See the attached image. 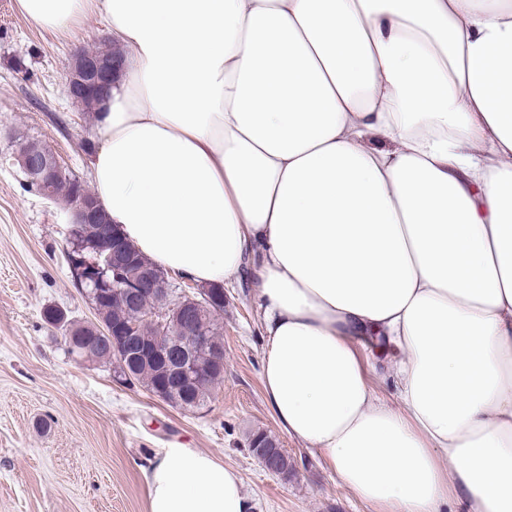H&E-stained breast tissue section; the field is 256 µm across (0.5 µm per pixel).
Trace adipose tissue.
Wrapping results in <instances>:
<instances>
[{
	"label": "adipose tissue",
	"mask_w": 512,
	"mask_h": 512,
	"mask_svg": "<svg viewBox=\"0 0 512 512\" xmlns=\"http://www.w3.org/2000/svg\"><path fill=\"white\" fill-rule=\"evenodd\" d=\"M17 2L109 22L95 196L160 268L252 267L288 436L375 512H512V0ZM146 481L149 512H253L195 448Z\"/></svg>",
	"instance_id": "ef3b65f1"
}]
</instances>
